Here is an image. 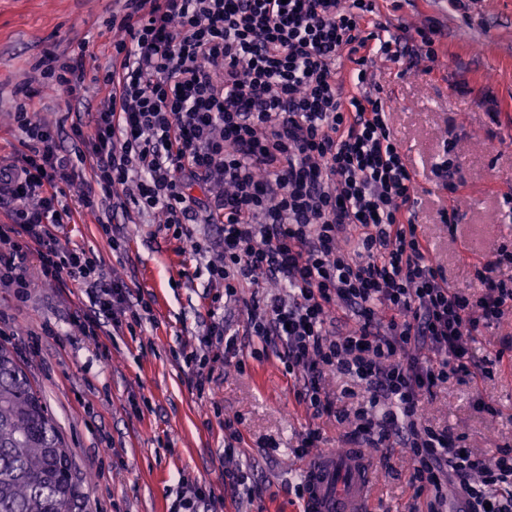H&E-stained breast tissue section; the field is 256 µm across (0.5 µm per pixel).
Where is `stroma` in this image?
<instances>
[{
  "label": "stroma",
  "mask_w": 512,
  "mask_h": 512,
  "mask_svg": "<svg viewBox=\"0 0 512 512\" xmlns=\"http://www.w3.org/2000/svg\"><path fill=\"white\" fill-rule=\"evenodd\" d=\"M375 18L389 34L412 42L417 28L436 24L437 57L417 64L376 59L372 71L390 106L389 126L416 172L418 229L448 283L471 293L473 262L494 242L512 240V0H376ZM115 0H0V158L9 160L21 132L13 114L25 90L39 118L86 119L104 96L93 76L112 59L108 22ZM52 51L82 56L88 76L67 100L34 65ZM454 142L462 182L442 188L431 169ZM457 209L455 225L441 209ZM121 225L126 252H111L94 216L84 213L62 235L93 248L108 277L150 293L156 321L135 335L94 348L72 323L85 296L77 285L34 280L27 299L0 288V345L9 348L40 391L71 451L89 512H167L185 484L212 492L211 512H302L295 487L306 459L293 450L309 430L319 450H336L344 428L313 418L294 394L276 357L218 362L209 391L191 388L181 352L201 334L216 294L205 269L156 230L158 218L130 209ZM54 335H40L43 322ZM492 401L489 415L474 405ZM427 421L463 436L472 453L490 456L512 446V364L503 363L474 392L450 381L424 404ZM239 418L244 439L230 464L250 471L251 495L224 484V421ZM377 492L372 512H411L412 462L405 448L372 452Z\"/></svg>",
  "instance_id": "obj_1"
}]
</instances>
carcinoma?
<instances>
[{
    "label": "carcinoma",
    "mask_w": 512,
    "mask_h": 512,
    "mask_svg": "<svg viewBox=\"0 0 512 512\" xmlns=\"http://www.w3.org/2000/svg\"><path fill=\"white\" fill-rule=\"evenodd\" d=\"M0 512H83L69 449L26 371L3 346Z\"/></svg>",
    "instance_id": "1"
}]
</instances>
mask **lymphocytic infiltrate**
Returning a JSON list of instances; mask_svg holds the SVG:
<instances>
[{
  "label": "lymphocytic infiltrate",
  "instance_id": "lymphocytic-infiltrate-1",
  "mask_svg": "<svg viewBox=\"0 0 512 512\" xmlns=\"http://www.w3.org/2000/svg\"><path fill=\"white\" fill-rule=\"evenodd\" d=\"M374 0H123L112 24L123 37L101 78L106 91L87 123L73 125L75 154L60 131L19 103L24 138L0 163V286L27 294L39 277L82 288L80 335L98 343L153 321V300L104 274V259L61 240L77 211L94 214L113 253L125 250L114 223L127 203L159 213L161 231L204 261L224 303L261 280L282 293L253 303L242 329L211 317L183 361L204 393L214 363L249 337L272 351L298 383L313 416L351 423L354 447L398 441L413 464L424 512H512V448L467 453L460 438L426 425L424 400L449 380L479 384L494 360L475 362V336L512 309V246L496 244L476 266L479 293L449 288L418 231L414 173L389 127V108L368 62L436 56L434 26L416 48L368 30ZM353 64L344 79L345 64ZM37 66L55 88L76 94L78 61L47 52ZM89 180L74 184L77 165ZM202 196H195L194 188ZM218 229L219 251L188 230ZM353 317L340 327L334 313ZM345 378L344 404L321 386L325 368Z\"/></svg>",
  "mask_w": 512,
  "mask_h": 512
}]
</instances>
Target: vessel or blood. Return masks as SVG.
<instances>
[{
	"instance_id": "b4317fda",
	"label": "vessel or blood",
	"mask_w": 512,
	"mask_h": 512,
	"mask_svg": "<svg viewBox=\"0 0 512 512\" xmlns=\"http://www.w3.org/2000/svg\"><path fill=\"white\" fill-rule=\"evenodd\" d=\"M303 512H369L373 471L362 449L322 454L305 470Z\"/></svg>"
}]
</instances>
